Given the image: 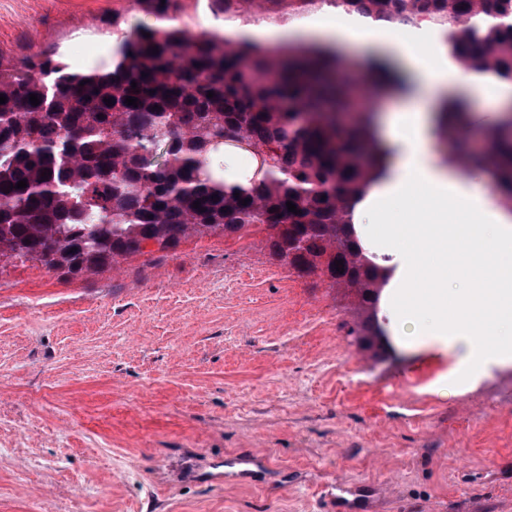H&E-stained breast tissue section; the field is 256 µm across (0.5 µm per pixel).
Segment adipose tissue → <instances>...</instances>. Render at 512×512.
Returning <instances> with one entry per match:
<instances>
[{"label":"adipose tissue","mask_w":512,"mask_h":512,"mask_svg":"<svg viewBox=\"0 0 512 512\" xmlns=\"http://www.w3.org/2000/svg\"><path fill=\"white\" fill-rule=\"evenodd\" d=\"M232 35L271 49L323 44L401 67L392 91L400 104L376 120L385 153L352 209L367 257L391 270L379 301L387 334L398 352L450 358L436 387L442 395L512 367V210L488 189V176L464 173L436 148L446 98L501 109L512 104V84L454 65L443 32L426 24L401 31L327 7L296 26Z\"/></svg>","instance_id":"ef3b65f1"}]
</instances>
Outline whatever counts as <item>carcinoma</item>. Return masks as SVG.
Returning a JSON list of instances; mask_svg holds the SVG:
<instances>
[{"instance_id": "carcinoma-1", "label": "carcinoma", "mask_w": 512, "mask_h": 512, "mask_svg": "<svg viewBox=\"0 0 512 512\" xmlns=\"http://www.w3.org/2000/svg\"><path fill=\"white\" fill-rule=\"evenodd\" d=\"M137 2L176 20L179 0ZM253 2L211 0V7L228 26L244 20ZM260 2L283 25L326 6L406 26L429 23L445 32L456 61L512 82V0ZM344 68L333 51L271 52L225 34L194 35L180 23L125 36L111 64L87 73L49 54L15 63L0 56L7 98L0 104V275L37 262L75 278L149 246L165 254L189 236L262 234L272 259L354 293L356 340L382 354L377 307L386 278L349 224L352 199L376 165L369 136L376 107L343 128ZM128 96L138 106L125 104ZM451 115L440 133L450 143L445 161L489 171L512 209V107L486 128L493 164L456 135L462 105ZM228 147L260 162L261 177L247 191L224 184ZM23 179L27 187L16 188ZM289 201L300 213L288 211Z\"/></svg>"}]
</instances>
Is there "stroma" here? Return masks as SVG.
Wrapping results in <instances>:
<instances>
[{"mask_svg":"<svg viewBox=\"0 0 512 512\" xmlns=\"http://www.w3.org/2000/svg\"><path fill=\"white\" fill-rule=\"evenodd\" d=\"M135 0H0V55L101 63ZM342 290L262 236L64 279L0 275V512H321L362 483L378 512H512V371L456 397L444 358L374 361ZM259 481L216 482L245 451ZM336 491L340 493L334 494L330 490H322L321 497L325 503L326 510L325 512H357L362 509L359 506H356V498L357 497H370L366 495L357 494V487H347L346 484L339 483L336 484ZM351 493L355 494L356 498L349 501L347 500L343 494Z\"/></svg>","mask_w":512,"mask_h":512,"instance_id":"35a3bbf8","label":"stroma"}]
</instances>
